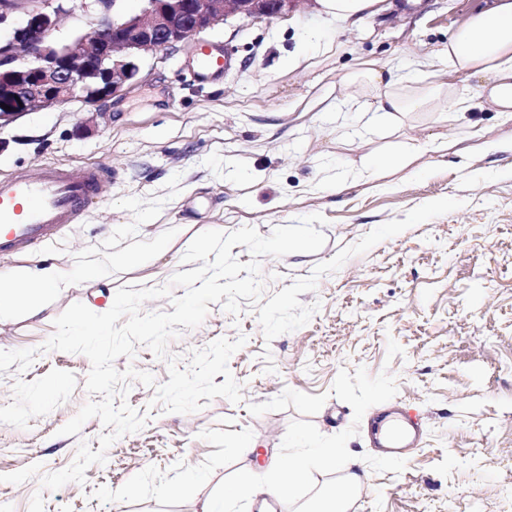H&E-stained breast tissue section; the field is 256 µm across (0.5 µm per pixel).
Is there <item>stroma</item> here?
Instances as JSON below:
<instances>
[{
	"instance_id": "1",
	"label": "stroma",
	"mask_w": 512,
	"mask_h": 512,
	"mask_svg": "<svg viewBox=\"0 0 512 512\" xmlns=\"http://www.w3.org/2000/svg\"><path fill=\"white\" fill-rule=\"evenodd\" d=\"M485 5L387 0L342 22L300 0L289 16L199 34L230 49L219 76L192 79L185 54L164 49L142 60L144 79L124 96L72 100L0 128L1 178L48 163L112 172L82 223L40 257L71 269L117 251L137 256L96 285L72 280L55 310L0 322V350L37 352L28 369L0 373V477L34 463L58 471L80 443L100 447L99 418L59 433L91 399L89 359L43 348L70 305L103 307L124 285L169 283L187 271L182 258L201 232L251 226L266 237L323 215L318 252L258 259L268 298L419 205L462 202L322 276L299 296L316 308L309 323L273 340L253 307L232 316L210 304L168 351L184 367L216 339L245 337L229 360L240 403L218 397L168 413L152 406L153 387L131 382L129 404L151 413L140 431L117 439L84 483L0 480V512H200L249 460L284 463L300 448L359 457L356 512H512V116L414 112L384 136L357 134V113L332 109L360 59L403 78L444 69L449 34ZM435 136L454 147L434 150ZM393 144L414 152L403 169L377 163ZM160 238L163 255L153 250ZM389 403L422 421L424 442L405 458L380 457L366 438ZM251 441L253 457H241Z\"/></svg>"
}]
</instances>
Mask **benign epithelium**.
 <instances>
[{
  "label": "benign epithelium",
  "instance_id": "benign-epithelium-1",
  "mask_svg": "<svg viewBox=\"0 0 512 512\" xmlns=\"http://www.w3.org/2000/svg\"><path fill=\"white\" fill-rule=\"evenodd\" d=\"M0 0V26L15 15L24 24L0 40V128L17 118L73 99L100 103L142 80L141 60L162 49L194 51L192 37L232 18L270 21L301 0ZM91 17L93 35L61 44L52 39L64 16Z\"/></svg>",
  "mask_w": 512,
  "mask_h": 512
}]
</instances>
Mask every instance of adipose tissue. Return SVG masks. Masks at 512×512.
<instances>
[{"mask_svg": "<svg viewBox=\"0 0 512 512\" xmlns=\"http://www.w3.org/2000/svg\"><path fill=\"white\" fill-rule=\"evenodd\" d=\"M446 69L407 80L390 69L367 60L347 73L343 83L349 90L347 105L368 98L360 111L364 128L386 130L401 116L412 112H467L485 101L499 112H512V0H494L488 9L470 15L448 37ZM480 78L477 87L469 78ZM135 255L113 253L105 264L89 263L61 270L43 262L0 269V320L30 319L51 310L63 288L79 278L91 283L107 277L110 267H125ZM347 471L352 486L362 482L358 458L350 453L325 448L301 452L279 467L276 493H291L298 483L308 481L317 460Z\"/></svg>", "mask_w": 512, "mask_h": 512, "instance_id": "obj_1", "label": "adipose tissue"}]
</instances>
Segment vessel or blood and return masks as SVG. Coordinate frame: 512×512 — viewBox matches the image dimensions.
Instances as JSON below:
<instances>
[{
	"mask_svg": "<svg viewBox=\"0 0 512 512\" xmlns=\"http://www.w3.org/2000/svg\"><path fill=\"white\" fill-rule=\"evenodd\" d=\"M101 167L44 165L37 173L0 178V257L33 253L81 223L99 185ZM420 424L405 412L378 416L374 443L388 456L416 447Z\"/></svg>",
	"mask_w": 512,
	"mask_h": 512,
	"instance_id": "obj_1",
	"label": "vessel or blood"
}]
</instances>
